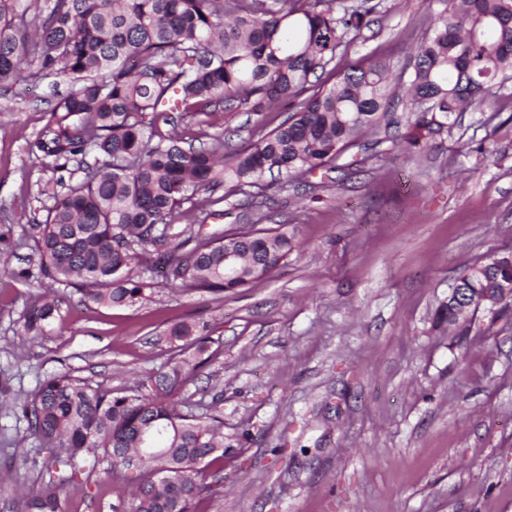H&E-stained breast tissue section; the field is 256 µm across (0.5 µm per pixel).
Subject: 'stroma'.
<instances>
[{
    "label": "stroma",
    "mask_w": 512,
    "mask_h": 512,
    "mask_svg": "<svg viewBox=\"0 0 512 512\" xmlns=\"http://www.w3.org/2000/svg\"><path fill=\"white\" fill-rule=\"evenodd\" d=\"M375 24L336 58L377 54L402 69L442 0H368ZM65 85L0 92V383L25 398L68 371L112 389L167 369L165 329L207 326L213 355L176 400L193 412L221 392L224 491L201 512H512V305L478 313L468 335L436 322L448 287L512 251V79L487 112H467L421 151L369 162L318 199L287 189L265 225L287 231L288 261L224 297L181 291L138 267L133 306H100L58 286L40 336L22 317L43 294L24 278L39 258L30 231L72 168L41 167L31 144ZM283 112L220 119L233 145L257 140ZM237 199L185 204L174 240L197 227L242 228ZM40 443L0 411V512L39 480ZM129 483L100 459L61 512H131Z\"/></svg>",
    "instance_id": "1"
}]
</instances>
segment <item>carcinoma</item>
Here are the masks:
<instances>
[{"mask_svg": "<svg viewBox=\"0 0 512 512\" xmlns=\"http://www.w3.org/2000/svg\"><path fill=\"white\" fill-rule=\"evenodd\" d=\"M373 8L336 0H0V89L20 80L63 82L55 120L30 145L56 169L72 164L80 180L54 197L32 225L37 278L74 287L103 306H133L147 283L133 274L152 254L168 282L222 294L268 277L294 248L277 229L192 231L171 245L168 224L202 192L217 203L242 196L259 208L268 192L308 182L382 156L392 132L411 151L450 127V119L491 106L498 80L512 72V0H450L409 63L391 78L380 58L336 70L340 50L374 22ZM288 117L255 142L229 147L224 134L193 143L165 136L170 113L212 127L220 113ZM378 129L384 138L361 140ZM242 251L241 268L224 278V238ZM511 253L474 269L478 297L512 276ZM58 307L45 292L25 310L23 329L43 333ZM164 336L168 370L148 376L147 392L128 395L57 372L28 398L0 409L19 413L47 456L39 487L21 512H60V494L79 482L98 453L117 467L140 433L157 432L161 461L148 450L135 469L132 512H198L201 497L224 483L220 400L199 413L172 400L186 381V353L212 342L206 326L179 322Z\"/></svg>", "mask_w": 512, "mask_h": 512, "instance_id": "1", "label": "carcinoma"}]
</instances>
